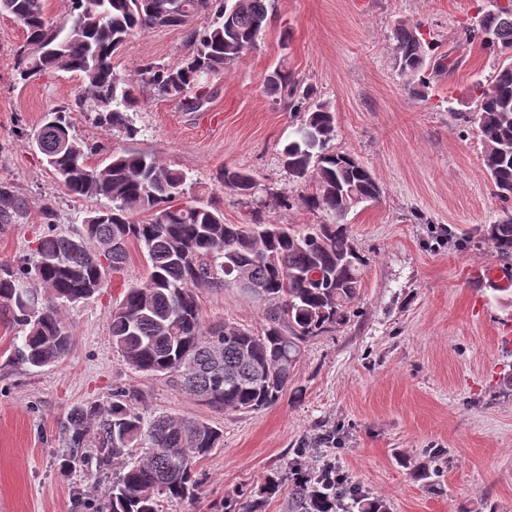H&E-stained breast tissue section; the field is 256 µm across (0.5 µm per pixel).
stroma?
Here are the masks:
<instances>
[{"label": "stroma", "instance_id": "obj_1", "mask_svg": "<svg viewBox=\"0 0 512 512\" xmlns=\"http://www.w3.org/2000/svg\"><path fill=\"white\" fill-rule=\"evenodd\" d=\"M488 0H273L257 48L224 77L209 80L198 111L142 88L129 119L134 137L74 108L79 79L47 73L21 82L22 26L0 15V184L26 201L24 214L0 221V262L33 263L35 240L54 227L75 234L98 200L69 195L32 145L50 110L68 107L72 134L96 152H143L182 170L187 201L215 203L228 224L243 223L245 198L224 189L220 172H252L266 222L297 231L323 213L299 204L305 189L280 151L300 123L268 93L283 67L329 104L333 150L353 155L383 188L379 202L347 217L365 256L363 286L346 324L303 344L290 389L257 412L211 408L169 378L130 369L112 345L110 312L129 286L145 284V251L130 243L122 270L105 288L66 308L73 336L61 362H18L23 333L0 321V512H102L112 467L95 449L73 448L63 429L74 407H111L116 393L143 415L196 418L224 433L200 460L192 500L161 499L162 512H295L287 491L263 499L271 475L301 469L316 479L332 461L348 481L383 499L388 512H512V294L480 287L477 271L499 266L489 247L467 240L512 201H500L480 163L481 145L462 117L473 111L472 84L491 76L497 56L466 41ZM417 23L447 57L448 70L412 94L395 64L398 22ZM189 52L178 29L131 37L113 65L134 74L145 61L175 64ZM289 207H282V200ZM202 322L253 331L262 308L227 288L198 293ZM427 477L417 481L416 469Z\"/></svg>", "mask_w": 512, "mask_h": 512}]
</instances>
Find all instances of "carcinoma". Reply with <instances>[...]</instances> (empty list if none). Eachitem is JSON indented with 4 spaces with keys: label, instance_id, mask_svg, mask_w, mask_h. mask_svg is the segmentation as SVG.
Returning <instances> with one entry per match:
<instances>
[{
    "label": "carcinoma",
    "instance_id": "1",
    "mask_svg": "<svg viewBox=\"0 0 512 512\" xmlns=\"http://www.w3.org/2000/svg\"><path fill=\"white\" fill-rule=\"evenodd\" d=\"M269 7L270 0H71L67 23L57 25L45 0H0V14L12 15L26 33L17 54L20 79L75 74L76 107L89 108L101 125L129 137L137 133L128 118L136 86L148 84L179 99L186 111H198L203 83L227 74L257 46ZM209 12L216 21L207 26L186 23ZM161 28L181 29L188 55L173 65L147 61L134 78L117 74L112 59L130 37ZM464 35L491 54H512V6L493 4ZM393 37L401 76L424 87L426 70L445 73L443 56L420 25L401 21ZM275 74L267 79V91L289 111L303 113L294 138L281 150L282 161L294 181L311 184L300 198L303 207L327 216L304 232L264 221L258 208L245 223L226 224L213 203L183 205L186 173L148 154H115L103 166L92 165L87 144L70 134V108L45 115L31 139L47 166L69 194L105 199L110 206L90 211L76 235L43 232L32 267L0 265V315L24 332L15 348L18 360L32 367L62 360L72 346L62 309L99 292L108 274L126 263L128 244L137 241L146 249L149 282L129 286L111 315L112 344L124 363L137 372L166 375L212 408L249 412L277 404L302 344L348 319L366 262L346 217L378 201L382 187L354 156L330 149L336 136L331 107L314 101L292 73ZM465 120L482 146L481 165L495 195L512 200V61L479 85L476 107ZM219 179L238 196L258 192L248 171L226 168ZM25 207L11 186L0 185V220L19 217ZM484 243L499 260L512 262L511 211L482 225L469 241L476 248ZM241 268L245 285L236 280ZM32 281L50 290V300L39 298ZM204 288L237 289L263 307L265 327L257 333L227 324L204 327L197 303ZM66 430L69 445L95 448L100 464L121 462L111 512H159L162 495L196 497V462L224 442V433L205 421L164 414L146 420L121 402L107 410L71 409ZM292 495L304 512H331L338 503L373 512L367 494L346 481L299 483Z\"/></svg>",
    "mask_w": 512,
    "mask_h": 512
}]
</instances>
